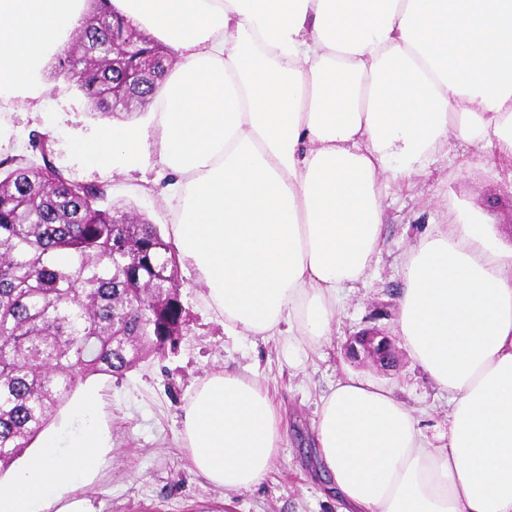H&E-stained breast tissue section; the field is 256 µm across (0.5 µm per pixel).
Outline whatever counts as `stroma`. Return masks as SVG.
<instances>
[{
	"instance_id": "35a3bbf8",
	"label": "stroma",
	"mask_w": 512,
	"mask_h": 512,
	"mask_svg": "<svg viewBox=\"0 0 512 512\" xmlns=\"http://www.w3.org/2000/svg\"><path fill=\"white\" fill-rule=\"evenodd\" d=\"M48 61L39 98L0 112V159L26 154L37 136L48 137L53 163L70 179L105 186L107 203L131 207L159 229L171 222L158 168L145 160L133 171L94 169L73 151L74 139L106 127L90 104L53 76ZM383 243L365 283L344 289L332 330L319 344L287 346L283 337L261 339L225 331L205 300L196 272L179 264L187 331L176 348L152 356L120 377L93 376L78 391L99 398L97 423L111 437L92 483L77 490L92 512H339L327 493L311 444L322 398L346 376L376 380L414 409L431 445L448 435V392L412 359L397 334L404 262L419 238L460 216L480 214L498 239L512 247V158L488 157L455 139L449 155L426 170L391 183L383 199ZM364 331L391 337L396 365L377 369L348 357V339ZM255 378L279 403L288 439L266 479L251 490L224 496L197 473L182 446V417L190 395L210 372Z\"/></svg>"
}]
</instances>
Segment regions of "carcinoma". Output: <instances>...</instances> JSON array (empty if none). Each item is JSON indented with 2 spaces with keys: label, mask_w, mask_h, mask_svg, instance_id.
Returning a JSON list of instances; mask_svg holds the SVG:
<instances>
[{
  "label": "carcinoma",
  "mask_w": 512,
  "mask_h": 512,
  "mask_svg": "<svg viewBox=\"0 0 512 512\" xmlns=\"http://www.w3.org/2000/svg\"><path fill=\"white\" fill-rule=\"evenodd\" d=\"M109 2L90 0L55 75L99 116L124 119L133 104L150 103L164 69L149 70L135 89L128 72L173 52L143 36L134 56L113 54L116 30L132 26ZM31 148L0 160V472L78 383L124 375L176 345L185 325L176 253L159 229L103 206L105 188L68 178L46 139Z\"/></svg>",
  "instance_id": "obj_1"
}]
</instances>
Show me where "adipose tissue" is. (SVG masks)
Masks as SVG:
<instances>
[{
  "mask_svg": "<svg viewBox=\"0 0 512 512\" xmlns=\"http://www.w3.org/2000/svg\"><path fill=\"white\" fill-rule=\"evenodd\" d=\"M176 57L143 125L72 143L90 167L155 156L174 245L239 336L318 344L383 235L386 182L450 139L512 157V0H110ZM88 0H0V98L35 96ZM397 330L448 391V443L411 408L347 378L322 398L320 460L344 512H512V248L476 220L409 252ZM194 469L225 495L260 485L285 442L256 381L209 374L185 408ZM91 425L48 436L0 512H87Z\"/></svg>",
  "mask_w": 512,
  "mask_h": 512,
  "instance_id": "1",
  "label": "adipose tissue"
}]
</instances>
